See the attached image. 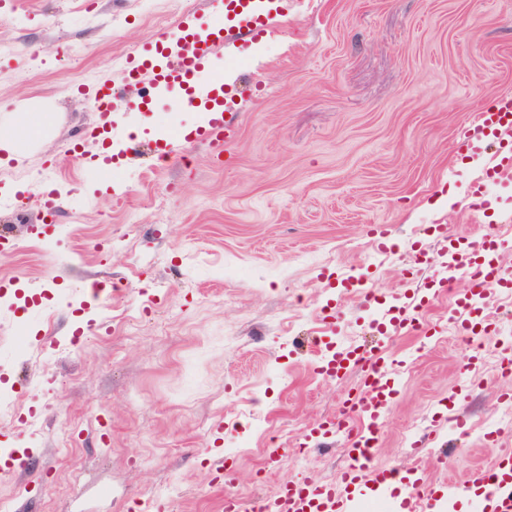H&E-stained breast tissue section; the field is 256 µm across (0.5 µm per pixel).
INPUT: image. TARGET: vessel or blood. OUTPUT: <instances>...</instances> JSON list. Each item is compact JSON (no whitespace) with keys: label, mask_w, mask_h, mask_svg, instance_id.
<instances>
[{"label":"vessel or blood","mask_w":512,"mask_h":512,"mask_svg":"<svg viewBox=\"0 0 512 512\" xmlns=\"http://www.w3.org/2000/svg\"><path fill=\"white\" fill-rule=\"evenodd\" d=\"M239 25L236 33L226 34L223 14L211 10L206 22L182 21L174 30L161 34L153 43L129 54L122 65V80L106 81L88 86L87 94L94 102L96 131L111 134L115 128L110 102L127 95L130 88L147 84L175 97L183 105L199 108L207 117L196 132L199 140L219 148L224 144L230 124L224 117L221 102L222 84L207 77L211 58L229 42L250 38L261 25L269 0H237ZM475 127L495 143L478 179L467 191L473 202H482L484 189L512 171V102L480 112ZM497 230L485 229L465 247L454 245L443 249L444 276L435 278L438 288L464 281L468 288L457 299L453 315L464 331L492 325L487 311L491 295L512 296V270L496 257ZM494 283L495 292H488L487 283ZM422 305L417 300L402 303L375 321L382 340L371 349L351 344L330 349L318 371L326 377H341L354 368L364 372L362 383L344 419L325 418L310 428L306 442H317L337 435L348 446V465L332 481L305 479L279 485L270 498V512H357L362 501L393 495L408 490L411 512H433L431 491L422 479L411 478L409 472L395 468H374L370 465L372 451L381 434L384 416L401 385L396 360L387 349V339L400 333L421 330ZM485 489L484 499L492 505L491 512H512V443L503 442L489 467L478 475Z\"/></svg>","instance_id":"b4317fda"}]
</instances>
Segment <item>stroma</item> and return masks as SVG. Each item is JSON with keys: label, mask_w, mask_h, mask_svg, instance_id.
I'll list each match as a JSON object with an SVG mask.
<instances>
[{"label": "stroma", "mask_w": 512, "mask_h": 512, "mask_svg": "<svg viewBox=\"0 0 512 512\" xmlns=\"http://www.w3.org/2000/svg\"><path fill=\"white\" fill-rule=\"evenodd\" d=\"M271 2L276 34L210 61L233 116L224 150L195 139L203 113L164 96L145 112L119 100L120 140L143 147L100 172L66 154L80 140L102 150L82 85L119 79L118 61L203 15L205 0H0V40L15 48L0 63V135L53 116L0 159V394L15 403L0 434L31 456L27 472H0L14 512H128L160 497L169 512H222L219 455L244 502L289 479L336 478L345 440L302 462L291 450L341 417L360 374H319L307 342L374 343L378 307L409 275L428 334L390 344L406 372L373 462L416 468L437 492L496 452L478 432L459 437L448 414L481 424L512 377L461 373L470 350L439 341L453 299L428 277L445 240L512 218V172L479 211L465 198L483 163L466 146L476 117L512 100V0ZM90 6L94 29L82 23ZM171 128L189 140L153 166ZM49 165L59 194L45 238L28 191ZM378 227L394 253L378 249Z\"/></svg>", "instance_id": "35a3bbf8"}]
</instances>
